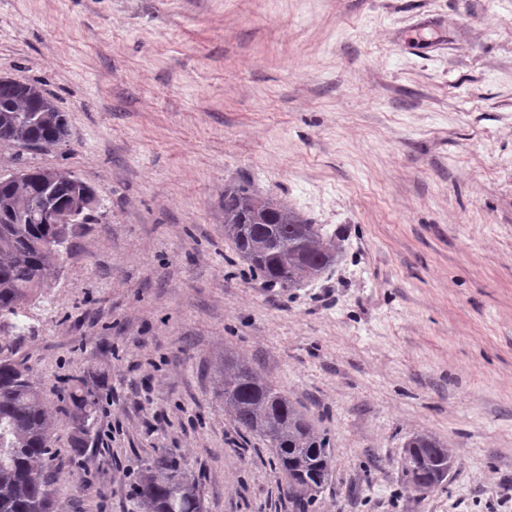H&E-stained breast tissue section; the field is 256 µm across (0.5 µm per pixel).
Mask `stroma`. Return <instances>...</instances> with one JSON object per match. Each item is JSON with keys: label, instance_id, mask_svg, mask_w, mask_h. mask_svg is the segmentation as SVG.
I'll return each mask as SVG.
<instances>
[{"label": "stroma", "instance_id": "1", "mask_svg": "<svg viewBox=\"0 0 512 512\" xmlns=\"http://www.w3.org/2000/svg\"><path fill=\"white\" fill-rule=\"evenodd\" d=\"M41 85L63 146L0 174L75 175L51 288L0 319L54 416V512H133L163 449L204 512H290L269 445L224 409L225 356L331 438L316 512H512V0H0V76ZM250 181L342 252L283 291L224 237ZM106 381L83 455L65 394ZM429 433L447 485L404 489ZM451 449L437 437L420 433L404 444L399 464L406 487L423 491L448 479V463L453 465Z\"/></svg>", "mask_w": 512, "mask_h": 512}]
</instances>
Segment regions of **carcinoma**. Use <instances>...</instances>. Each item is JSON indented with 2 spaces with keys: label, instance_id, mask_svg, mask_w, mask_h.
<instances>
[{
  "label": "carcinoma",
  "instance_id": "cac0c4a2",
  "mask_svg": "<svg viewBox=\"0 0 512 512\" xmlns=\"http://www.w3.org/2000/svg\"><path fill=\"white\" fill-rule=\"evenodd\" d=\"M67 136L65 115L41 87L0 81V143L38 141L52 149ZM23 174L20 179L0 176V213L10 217V223H0V318L18 315L57 273L65 228L41 223V211L68 212L88 188L69 173L59 172L53 180L43 168ZM224 237L273 287L296 288L316 279L340 253L337 232L311 223L279 197L255 193L247 182L224 186ZM105 389L103 381L94 389L80 383L67 394L75 456L86 448L89 421ZM224 409L239 431L269 444L275 467L288 477L286 495L294 512H313L332 472L334 449L327 433L253 367L229 358L224 359ZM52 432L29 368L0 358V512H52L47 474ZM452 462L443 441L420 433L404 444L399 464L406 487L422 491L447 481ZM131 497L135 512H202L197 482L168 451L136 473Z\"/></svg>",
  "mask_w": 512,
  "mask_h": 512
}]
</instances>
